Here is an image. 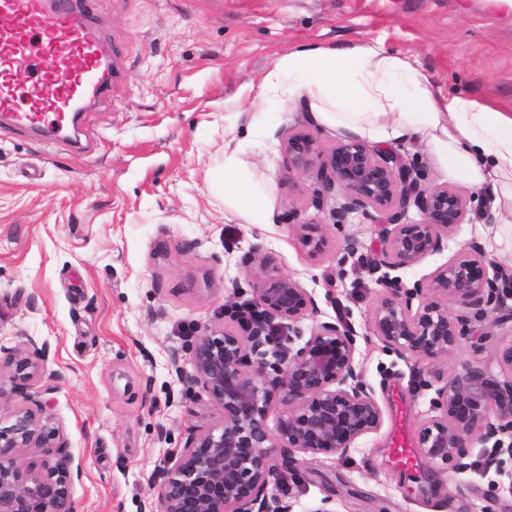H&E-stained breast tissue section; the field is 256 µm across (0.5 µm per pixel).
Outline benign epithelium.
<instances>
[{"label":"benign epithelium","instance_id":"1","mask_svg":"<svg viewBox=\"0 0 512 512\" xmlns=\"http://www.w3.org/2000/svg\"><path fill=\"white\" fill-rule=\"evenodd\" d=\"M292 170L314 179L312 205L330 207L344 222L352 214L380 224V257L373 270L383 292L372 310L370 332L388 351L431 365L436 415L417 431L419 453L440 471L470 466L474 438L499 454L512 455V343L489 363L468 361L444 374L448 353L482 340L480 326L499 321L504 310L499 282L512 271L494 268L482 247L469 249L429 279L408 285L390 272L418 264L441 251L444 240L465 223L471 199L448 185H429L403 154L354 138L326 150L304 129L282 140ZM417 209L420 218L409 216ZM298 243L312 257L330 247L327 225L292 224ZM249 259L258 268L253 296L230 308L231 324L204 328L187 346L191 381L223 412L218 424L193 430L173 465L162 472L158 512H292L293 505L270 491L278 475L299 471L303 455L345 458L356 443L377 432L382 411L356 361L358 333L346 318L312 327L288 352L271 350L274 325L302 338L299 324L317 312L311 293L270 265L260 238ZM468 313H448V301ZM11 381L29 388L22 404L0 426V512H77L70 493L71 460L51 454L65 447L62 426L42 395L57 373L47 369L45 348L33 339L7 362ZM283 410L270 424L274 406ZM42 454L40 463L25 453Z\"/></svg>","mask_w":512,"mask_h":512}]
</instances>
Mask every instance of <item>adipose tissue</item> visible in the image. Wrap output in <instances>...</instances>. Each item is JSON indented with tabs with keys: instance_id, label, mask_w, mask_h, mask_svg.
Wrapping results in <instances>:
<instances>
[{
	"instance_id": "adipose-tissue-1",
	"label": "adipose tissue",
	"mask_w": 512,
	"mask_h": 512,
	"mask_svg": "<svg viewBox=\"0 0 512 512\" xmlns=\"http://www.w3.org/2000/svg\"><path fill=\"white\" fill-rule=\"evenodd\" d=\"M252 101L304 100L315 119L345 137L417 140L449 176L488 188L501 223L512 224V113L442 96L417 61L377 44L292 48L251 90ZM224 142V203L243 224L270 218Z\"/></svg>"
}]
</instances>
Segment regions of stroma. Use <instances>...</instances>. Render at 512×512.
Segmentation results:
<instances>
[{
    "label": "stroma",
    "mask_w": 512,
    "mask_h": 512,
    "mask_svg": "<svg viewBox=\"0 0 512 512\" xmlns=\"http://www.w3.org/2000/svg\"><path fill=\"white\" fill-rule=\"evenodd\" d=\"M89 10L112 49L113 78L107 102L84 115L82 148L0 136V346L31 338L47 347L59 377L43 399L81 472L71 485L79 512H149L190 429L221 421V408L188 380L186 347L251 299L246 257L258 237L316 300L302 331L340 312L356 328V359L383 413L357 452L305 456L272 492L293 512H316L325 499L332 512H512V455L482 466L489 445L475 443L463 470L433 471L419 456L395 464L394 438L415 439L435 392L422 383L423 365L369 337L382 292L367 267L378 227L356 215L334 224L312 206V180L289 171L284 133L310 130L328 148L335 130L299 100L274 104L259 130L249 108L250 86L289 48L368 42L416 59L442 93L512 111V18L483 0H91ZM228 137L269 223H239L224 207L213 174ZM391 147L426 183L472 199L418 143ZM293 211L328 224L332 244L320 258L299 246ZM475 242L512 269V224L472 200L443 250L399 275L409 284L431 277ZM511 340L512 321L487 326L480 346L449 353L447 367L492 361Z\"/></svg>",
    "instance_id": "1"
}]
</instances>
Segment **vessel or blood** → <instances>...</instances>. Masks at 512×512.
<instances>
[{
	"instance_id": "b4317fda",
	"label": "vessel or blood",
	"mask_w": 512,
	"mask_h": 512,
	"mask_svg": "<svg viewBox=\"0 0 512 512\" xmlns=\"http://www.w3.org/2000/svg\"><path fill=\"white\" fill-rule=\"evenodd\" d=\"M110 52L85 0H0V130L58 140L112 85ZM32 69L20 87L15 73Z\"/></svg>"
}]
</instances>
